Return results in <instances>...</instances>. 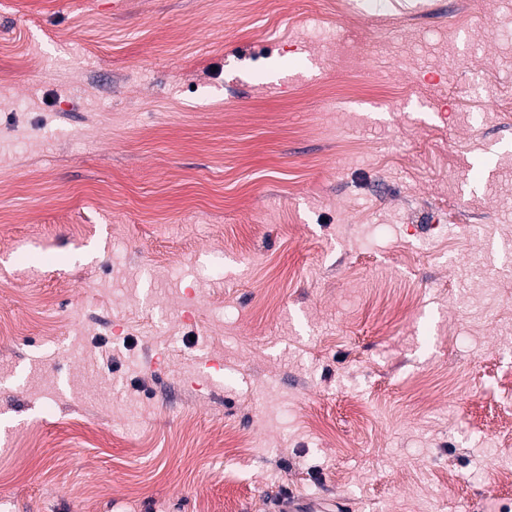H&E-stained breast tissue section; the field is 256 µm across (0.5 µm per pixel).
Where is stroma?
Masks as SVG:
<instances>
[{
    "mask_svg": "<svg viewBox=\"0 0 512 512\" xmlns=\"http://www.w3.org/2000/svg\"><path fill=\"white\" fill-rule=\"evenodd\" d=\"M113 2L0 0V512H512V0ZM271 511L274 512H324L330 511L322 498H306L293 491L281 493L275 500Z\"/></svg>",
    "mask_w": 512,
    "mask_h": 512,
    "instance_id": "obj_1",
    "label": "stroma"
}]
</instances>
